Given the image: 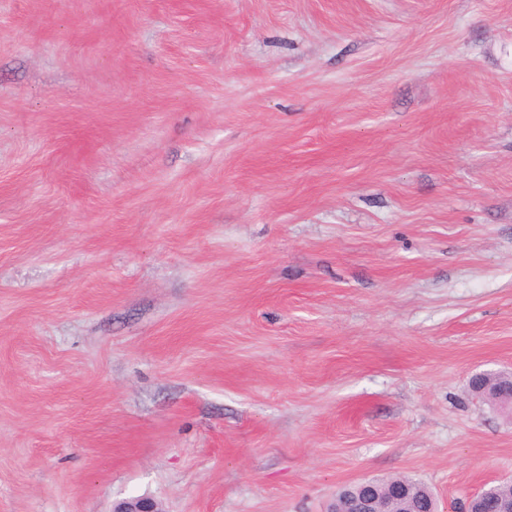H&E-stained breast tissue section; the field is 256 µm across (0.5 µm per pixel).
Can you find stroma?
I'll return each instance as SVG.
<instances>
[{
  "instance_id": "stroma-1",
  "label": "stroma",
  "mask_w": 512,
  "mask_h": 512,
  "mask_svg": "<svg viewBox=\"0 0 512 512\" xmlns=\"http://www.w3.org/2000/svg\"><path fill=\"white\" fill-rule=\"evenodd\" d=\"M512 0H0V512L512 483Z\"/></svg>"
}]
</instances>
